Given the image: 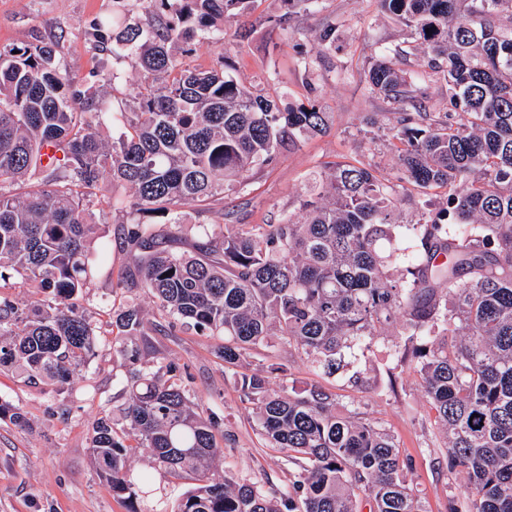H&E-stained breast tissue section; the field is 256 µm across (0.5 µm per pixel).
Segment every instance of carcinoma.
<instances>
[{
	"label": "carcinoma",
	"instance_id": "obj_1",
	"mask_svg": "<svg viewBox=\"0 0 512 512\" xmlns=\"http://www.w3.org/2000/svg\"><path fill=\"white\" fill-rule=\"evenodd\" d=\"M253 2L145 0V11L165 16L160 28L118 11L96 20L94 49L134 55L145 72L136 112L112 111L102 87L77 88L50 41L0 47V370L60 388L94 356L77 297L92 279L101 225L91 204L107 179L131 192L112 208L128 216L139 287L182 328L224 337V364L278 336L334 374L394 327L448 439V463L467 473L466 508L449 512H512V0H379L448 86V112L436 117L421 111L417 78L389 53L368 70L370 92L397 105V180L424 195L444 190L441 207L425 203L400 224L394 185L371 167L336 164L304 190L300 219L202 224L197 253L167 249L182 206L244 188L254 167L329 127L314 98L282 108L222 67L185 63L196 33ZM282 2L271 34L317 4ZM13 278L46 298L28 305L3 293ZM112 323L123 336L117 352L137 364L135 337L155 324L134 304L112 311ZM153 363L131 376L126 426H92L113 495H137L127 462L147 448L159 468L196 481L177 512H423L389 433L336 412L332 394L272 388L258 373L240 375L244 400L297 470L279 497L235 479L216 465L219 421L193 409L176 364Z\"/></svg>",
	"mask_w": 512,
	"mask_h": 512
}]
</instances>
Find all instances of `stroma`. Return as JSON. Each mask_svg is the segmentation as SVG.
Returning a JSON list of instances; mask_svg holds the SVG:
<instances>
[{
  "mask_svg": "<svg viewBox=\"0 0 512 512\" xmlns=\"http://www.w3.org/2000/svg\"><path fill=\"white\" fill-rule=\"evenodd\" d=\"M123 9L135 21L145 19L141 0H0V45L23 46L39 37L55 42L63 68L81 87L98 85L115 74L109 91L115 110L132 111L144 75L137 57L113 60L93 48L90 25L95 18ZM282 0H255L245 20L222 23L215 46H197L186 61L208 70L228 61L240 83L260 89L281 104H298L316 96L332 123L322 135L303 139L284 151L273 165L253 171L248 187L228 191L206 216L183 206L186 225L176 248L194 252L199 241L193 225L211 224L233 213L240 224H278L299 212V196L312 175L336 163L372 165L394 180L401 143L394 138L391 104L369 93L368 69L382 52L398 50L400 69L421 75L419 100L428 112H446L448 88L426 76L427 58L415 36L384 13L378 0H320L315 8L294 13L278 38H269L262 18L284 13ZM335 26L336 41L321 45L326 26ZM109 185H102L94 211L105 230L94 246V275L80 304L97 333V348L85 369L86 379L62 391L24 383L0 372V403L19 408L25 427L0 419V512H173L192 480L154 469L142 450L129 460L130 478H151L148 492L125 502L114 498L99 476L89 448L93 423L111 417L124 421L120 407L130 383L131 364L116 352L118 330L112 310L127 302L142 307L159 324L141 343L143 364L161 355L178 365L183 384L202 415L221 423L223 470L236 479L259 482L270 492L288 490L292 466L268 447L241 397L239 373L267 375L271 384L321 388L335 394L341 411L363 413L390 433L407 465V481L424 512H448L451 501L467 493L464 471L448 467L446 435L430 410L413 358L394 352L395 335L378 337L353 367L328 375L279 338L247 354L239 370L225 368L216 352L223 340L170 326L169 319L140 288H121L117 281L129 264L123 217L108 204ZM359 381H352L353 371Z\"/></svg>",
  "mask_w": 512,
  "mask_h": 512,
  "instance_id": "obj_1",
  "label": "stroma"
}]
</instances>
